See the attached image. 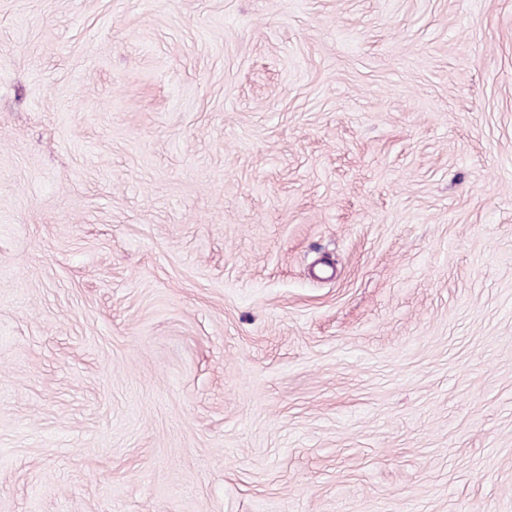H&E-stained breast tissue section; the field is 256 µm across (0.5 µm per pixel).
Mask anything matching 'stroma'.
I'll return each mask as SVG.
<instances>
[{"label":"stroma","instance_id":"obj_1","mask_svg":"<svg viewBox=\"0 0 512 512\" xmlns=\"http://www.w3.org/2000/svg\"><path fill=\"white\" fill-rule=\"evenodd\" d=\"M0 512H512V0H0Z\"/></svg>","mask_w":512,"mask_h":512}]
</instances>
